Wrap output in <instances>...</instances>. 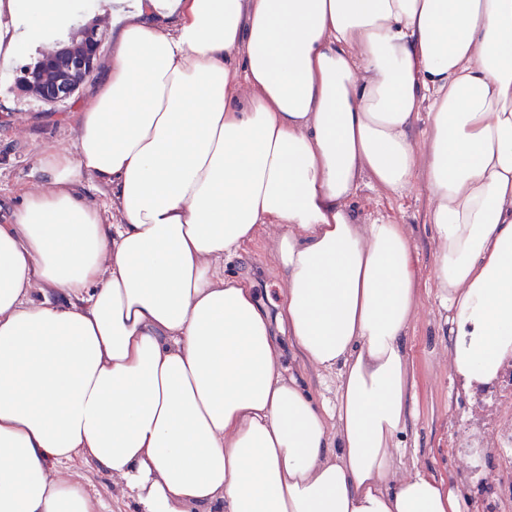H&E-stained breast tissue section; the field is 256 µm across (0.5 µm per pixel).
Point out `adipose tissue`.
I'll list each match as a JSON object with an SVG mask.
<instances>
[{"label":"adipose tissue","mask_w":512,"mask_h":512,"mask_svg":"<svg viewBox=\"0 0 512 512\" xmlns=\"http://www.w3.org/2000/svg\"><path fill=\"white\" fill-rule=\"evenodd\" d=\"M111 15L73 146L35 160L0 224V512H105L58 475L75 460L137 512H469L454 481L396 467L421 292L404 225L359 223L351 200L365 178L424 180L452 376L493 383L512 358V0ZM70 16L0 0V73ZM270 227L274 316L224 274ZM279 331L337 373L335 401L284 372Z\"/></svg>","instance_id":"1"}]
</instances>
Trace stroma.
<instances>
[{
  "mask_svg": "<svg viewBox=\"0 0 512 512\" xmlns=\"http://www.w3.org/2000/svg\"><path fill=\"white\" fill-rule=\"evenodd\" d=\"M97 80V75H90L74 100L50 105L20 91L15 74L0 78V204L10 207L20 201L37 156L59 145H72L75 133L70 115L77 103L90 101ZM352 206L362 222L405 225L417 257L422 301L407 336L414 369L413 398L412 413L401 434L406 453L398 461L399 468L418 465L455 479L471 492L470 512H512V492L487 497L481 486L482 481L497 484L511 475L512 457L488 449L486 468L476 477L464 471L457 453L456 444L466 435L472 397L458 391L452 381L450 340L440 331L443 317L432 288L435 246L427 222L430 199L425 186L418 183L394 196L364 181L354 193ZM224 271L251 277L268 308L281 303V278L266 236L248 244L240 256L226 260ZM63 472L99 495L108 512H135L118 480L93 464L77 462Z\"/></svg>",
  "mask_w": 512,
  "mask_h": 512,
  "instance_id": "1",
  "label": "stroma"
}]
</instances>
